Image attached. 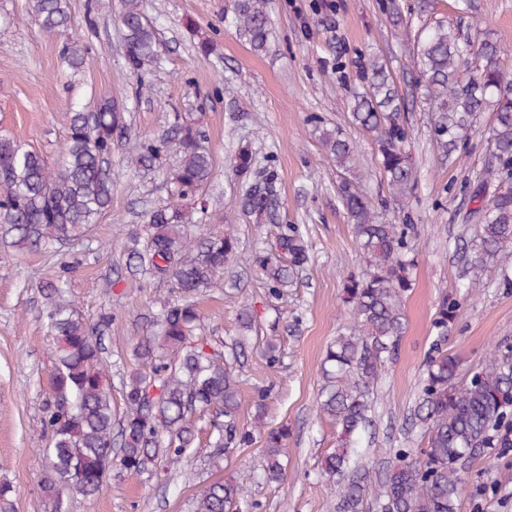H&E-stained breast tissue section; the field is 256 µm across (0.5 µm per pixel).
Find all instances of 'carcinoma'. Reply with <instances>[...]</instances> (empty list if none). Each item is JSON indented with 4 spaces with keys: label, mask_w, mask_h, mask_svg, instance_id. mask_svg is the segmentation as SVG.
Instances as JSON below:
<instances>
[{
    "label": "carcinoma",
    "mask_w": 512,
    "mask_h": 512,
    "mask_svg": "<svg viewBox=\"0 0 512 512\" xmlns=\"http://www.w3.org/2000/svg\"><path fill=\"white\" fill-rule=\"evenodd\" d=\"M30 9L49 34L70 20L67 0H30ZM119 21L129 69L139 73L158 61L157 26L139 0H121ZM232 22L254 51H267L272 30L266 0H235ZM465 52L456 30L436 22L417 43L413 87L431 111L433 140L449 155L472 145L477 116L493 107L490 156L482 172L466 182L470 201L478 203L472 212L475 234L466 242L458 273L460 287L469 288L512 251V73H504L500 52L489 42L478 46L482 70L477 74L461 70ZM60 60L78 72L86 64V49L69 42ZM365 79V91L352 93V123L373 140L388 192L401 201L415 183L404 104L384 61L372 58ZM94 109L66 113L67 137L54 166L40 153L0 137V226L14 243L30 249L71 246L112 206V150L131 125L126 107L115 99L102 98ZM319 141L336 167V195L367 267L345 277L347 323L320 365L318 414L337 432L336 448L321 464L336 479L335 512H459L466 467L487 448L512 447V343L500 342L485 369L460 380L447 335L462 305L446 292L438 297L435 336L411 414L424 447L396 450L369 506L372 474L361 463L360 440L371 421L370 385L398 351L404 333L402 301L412 286L406 251L414 225L377 219L354 172L355 146L348 137L325 128ZM170 151L176 162L165 173L177 201L146 214L147 233L126 229L122 262L114 265L115 284L126 273L168 286L151 331L134 345L139 367L123 381L122 412L112 406L97 341L111 327L112 314L89 323L58 301L67 288L64 276L40 284L50 301L45 326L56 341L41 403L46 465L39 488L46 512H60L62 492L74 483L80 494L96 496L115 466L139 476L157 462L168 468L187 463L203 431L210 436L208 458L216 467L231 449L253 440L240 426L245 339L226 345L197 334V299L224 287V269L234 262L240 238L234 224L199 240L189 231L194 214L208 212L199 191L214 165L208 134L194 113H177L161 136L144 139L131 163L152 170ZM229 170L245 184L241 215L257 229L271 224L277 230L272 245L255 248L252 267L268 296L280 299L311 262L305 225L285 220L278 171L271 163L258 166L251 144L238 147ZM268 397L267 388L254 391L253 428L263 434L265 477L282 481L289 431L286 424L267 426ZM244 500L242 486L216 479L199 491L193 512H238Z\"/></svg>",
    "instance_id": "carcinoma-1"
}]
</instances>
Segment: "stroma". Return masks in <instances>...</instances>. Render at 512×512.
Instances as JSON below:
<instances>
[{
  "instance_id": "obj_1",
  "label": "stroma",
  "mask_w": 512,
  "mask_h": 512,
  "mask_svg": "<svg viewBox=\"0 0 512 512\" xmlns=\"http://www.w3.org/2000/svg\"><path fill=\"white\" fill-rule=\"evenodd\" d=\"M395 2L406 17L393 26L386 10ZM88 0H70V22L47 34L30 12L28 0H0V137L6 136L55 161L65 142V114L71 106L94 105L112 97L131 118L129 137L112 152V206L82 244L58 254L13 246L0 233V481L13 488L15 512H44L39 490L46 444L40 421L42 385L53 369V340L43 315L48 306L39 284L66 274L68 302L88 322L112 314L105 334L106 369L112 400L121 404V379L132 368L131 349L150 329L153 301L163 285L128 279L112 281L120 253L117 238L126 225L140 224L145 212L172 203L161 173L137 171L128 161L142 139L160 134L176 112L199 116L214 155L203 194L213 198L216 216L237 224L241 249L224 273V287L201 296L198 309L206 335L232 341L243 308L256 315L259 336H273L277 316L299 315L300 332L282 337V364L266 365L261 345H250L242 370V392L272 386L270 423L288 424V481L260 476V440L232 449L222 468L205 464L207 439L197 441L192 461L175 476L162 469L130 477L113 470L94 498L72 493L66 512H192L202 484L217 478L236 481L247 492L241 512H333L335 487L321 473L324 455L336 446V429L317 416L318 367L328 343L345 322L341 313L343 277L360 271L362 259L353 226L336 196V170L318 142L317 122L342 130L355 144L357 173L371 199L386 198L385 219L411 221L415 266L404 298L406 330L397 357L372 388L374 425L364 442L382 482L395 449L417 448L406 422L425 373L433 339L432 321L440 292L456 293L460 256L454 251L466 226L470 203L464 184L487 161L486 141L477 138L463 152L443 159L433 143L429 113L407 115L409 143L417 165L413 197L396 201L377 164L371 138L351 123L349 92L361 83L369 57L385 58L400 90L417 77L416 43L426 23L443 21L465 39L479 38L501 48L512 67V0H267L275 39L256 53L228 23L234 0H141L157 21L165 55L135 75L123 58L120 0L88 13ZM195 21L212 33L214 51L194 50L186 29ZM86 46L78 75L62 70L65 42ZM251 143L259 161L273 160L280 176L288 221L309 228L313 261L284 299H268L249 266L255 234L239 217L241 188L227 176L225 162L239 143ZM512 339V285L499 271L487 272L470 291L459 320L448 328V350L460 360L461 376L480 368L492 343ZM468 490L459 512H471L469 493L484 487L485 512H512V456L490 449L488 457L463 473Z\"/></svg>"
}]
</instances>
